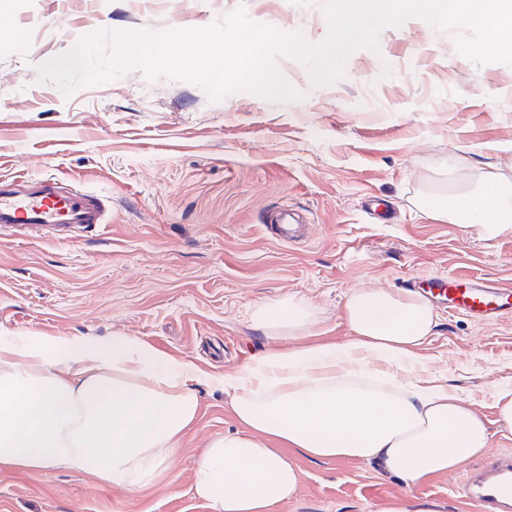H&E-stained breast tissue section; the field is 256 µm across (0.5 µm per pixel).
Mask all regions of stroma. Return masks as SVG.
<instances>
[{
	"instance_id": "1",
	"label": "stroma",
	"mask_w": 512,
	"mask_h": 512,
	"mask_svg": "<svg viewBox=\"0 0 512 512\" xmlns=\"http://www.w3.org/2000/svg\"><path fill=\"white\" fill-rule=\"evenodd\" d=\"M323 0H8L0 15V180L22 173L108 197L100 224L0 229V336H96L121 330L160 352L231 373L273 346L256 304L293 296L315 307L318 338L341 343L347 294L404 290L423 276L512 283V228L425 217L423 196L477 186L493 169L512 182V66L475 64L456 35L412 18L358 49L340 82L313 85L279 58L302 92L276 103L241 91L213 100L199 86L133 69L72 96L38 68L89 29L108 33L202 27L236 9L255 23L326 37ZM9 28L25 30V43ZM301 215L292 243L269 230ZM430 372L495 420L493 392L512 388V316L482 323L439 311L422 350ZM181 452L133 492L83 473L0 469V512H211L192 491L208 438L238 430L229 397L200 387ZM298 491L271 512H476L459 479L405 486L361 461L297 451Z\"/></svg>"
}]
</instances>
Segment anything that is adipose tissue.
<instances>
[{
	"label": "adipose tissue",
	"mask_w": 512,
	"mask_h": 512,
	"mask_svg": "<svg viewBox=\"0 0 512 512\" xmlns=\"http://www.w3.org/2000/svg\"><path fill=\"white\" fill-rule=\"evenodd\" d=\"M481 190L428 215L462 226L512 227V185L495 171ZM349 334L317 340L319 314L288 297L254 306L252 326L285 341L232 374L210 373L122 331L90 336H0V468L81 472L113 488L153 483L182 447L208 386L232 398L242 425L211 437L192 489L211 512H269L300 482L287 449L323 460H360L408 486L459 472L512 433V388L494 394L497 417L428 371L420 350L438 315L421 295L360 286L347 296Z\"/></svg>",
	"instance_id": "1"
}]
</instances>
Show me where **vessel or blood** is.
Segmentation results:
<instances>
[{
  "label": "vessel or blood",
  "mask_w": 512,
  "mask_h": 512,
  "mask_svg": "<svg viewBox=\"0 0 512 512\" xmlns=\"http://www.w3.org/2000/svg\"><path fill=\"white\" fill-rule=\"evenodd\" d=\"M104 210L99 197L78 190H58L49 180L17 181L0 188V226L17 231L98 224ZM425 283L472 319L494 322L512 314V285L470 276H454L445 281L429 277ZM459 493L477 512H512V456H496L484 468L471 473Z\"/></svg>",
  "instance_id": "1"
}]
</instances>
